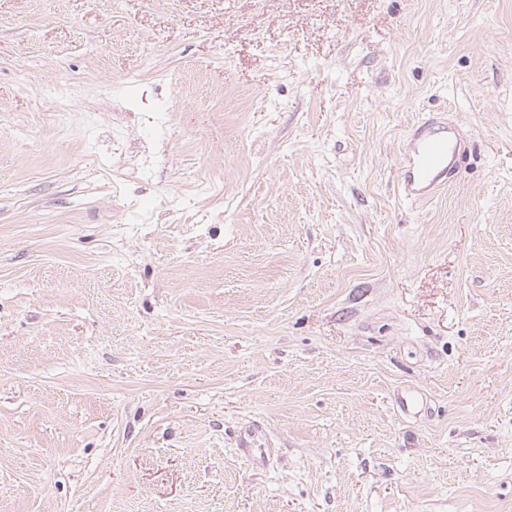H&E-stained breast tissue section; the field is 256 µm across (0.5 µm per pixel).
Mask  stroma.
<instances>
[{
	"label": "stroma",
	"instance_id": "obj_1",
	"mask_svg": "<svg viewBox=\"0 0 512 512\" xmlns=\"http://www.w3.org/2000/svg\"><path fill=\"white\" fill-rule=\"evenodd\" d=\"M0 512H512V0H0ZM466 151L465 143L451 128L435 119L422 121L414 129L410 151L403 158L401 197L421 202L447 188ZM259 441L258 432L250 430L239 440L237 450L242 456L263 465L268 461L269 455L267 448H261L262 444Z\"/></svg>",
	"mask_w": 512,
	"mask_h": 512
}]
</instances>
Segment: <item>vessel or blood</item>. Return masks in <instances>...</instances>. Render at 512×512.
Masks as SVG:
<instances>
[{
  "mask_svg": "<svg viewBox=\"0 0 512 512\" xmlns=\"http://www.w3.org/2000/svg\"><path fill=\"white\" fill-rule=\"evenodd\" d=\"M467 151L465 143L451 128L427 119L414 129L409 153L403 159L399 191L403 199L415 203L431 199L447 188ZM239 453L266 463L268 454L259 443L257 431H249L238 443Z\"/></svg>",
  "mask_w": 512,
  "mask_h": 512,
  "instance_id": "vessel-or-blood-1",
  "label": "vessel or blood"
}]
</instances>
